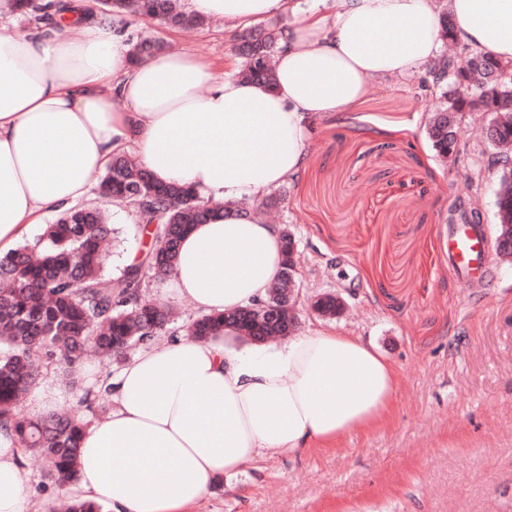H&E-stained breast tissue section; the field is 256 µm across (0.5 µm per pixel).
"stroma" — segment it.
<instances>
[{
	"label": "stroma",
	"mask_w": 512,
	"mask_h": 512,
	"mask_svg": "<svg viewBox=\"0 0 512 512\" xmlns=\"http://www.w3.org/2000/svg\"><path fill=\"white\" fill-rule=\"evenodd\" d=\"M128 24L130 43L147 38L239 70L223 20L195 30L135 16ZM370 83L368 98L317 120L304 169L278 189L276 217L299 252L300 332L333 327L373 340L399 371L394 412L336 446L260 458L210 488L193 512H512V262L490 254L491 280L470 284L443 252L455 202L477 209L496 235L499 169L482 134L486 117L457 119L464 151L443 163L426 135L437 100L423 74ZM111 223L118 239L107 271L117 278L149 237L134 206L113 211ZM323 292L340 294L346 311L331 320L315 313L310 299ZM143 296L178 316L157 348L200 314L166 281L146 279ZM121 367L88 359L68 376L48 362L41 379L57 388L58 406L91 423L111 399L99 395L88 408L84 393ZM22 468L27 512H58L62 490L41 458L24 452Z\"/></svg>",
	"instance_id": "obj_1"
}]
</instances>
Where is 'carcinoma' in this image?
<instances>
[{
  "instance_id": "cac0c4a2",
  "label": "carcinoma",
  "mask_w": 512,
  "mask_h": 512,
  "mask_svg": "<svg viewBox=\"0 0 512 512\" xmlns=\"http://www.w3.org/2000/svg\"><path fill=\"white\" fill-rule=\"evenodd\" d=\"M101 16L132 14L170 26L202 27L207 19L178 10L174 0H101ZM283 30L275 21L264 28L233 36L241 59L240 74L274 83V57L281 49ZM439 104L428 123L432 150L442 158L458 154L461 146L451 121L478 110L488 115L485 137L502 149L495 206L496 250L512 256V60L502 61L469 51L464 60L443 56L428 71ZM99 199H123L137 208L140 227L151 232L152 245L117 279L105 270L112 228L97 205L60 212L47 225L38 244L0 254V422H9L19 443L40 451L53 479L76 478V461L86 422L68 412L20 416L17 402L37 383L43 351L72 368L89 348L105 357H121L133 345L152 340L173 323L169 309L141 297L146 275L171 276L178 244L194 224L210 221L224 205L199 197L191 189L156 182L126 154H117L107 167ZM480 223L479 212L460 205L448 220ZM230 327L245 340L265 342L282 333L283 324L264 317L259 306L229 313L203 314L187 328L198 338L217 336Z\"/></svg>"
}]
</instances>
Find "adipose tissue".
<instances>
[{
	"label": "adipose tissue",
	"mask_w": 512,
	"mask_h": 512,
	"mask_svg": "<svg viewBox=\"0 0 512 512\" xmlns=\"http://www.w3.org/2000/svg\"><path fill=\"white\" fill-rule=\"evenodd\" d=\"M188 13L234 27L284 17L274 86L218 74L203 57L159 51L131 62L121 17L72 0L79 37L52 24L27 39L0 26V252L50 213L83 202L113 154L153 177L224 201L193 225L171 278L208 314L266 298L283 261L281 228L255 207L306 161L315 121L436 58L435 0H184ZM458 38L512 60V0H448ZM399 376L377 345L316 328L277 344L232 330L180 334L110 382L112 408L86 425L77 488L108 512H191L209 488L258 457L325 448L391 414ZM21 446L0 425V512H26Z\"/></svg>",
	"instance_id": "adipose-tissue-1"
}]
</instances>
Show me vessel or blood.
<instances>
[{
  "label": "vessel or blood",
  "mask_w": 512,
  "mask_h": 512,
  "mask_svg": "<svg viewBox=\"0 0 512 512\" xmlns=\"http://www.w3.org/2000/svg\"><path fill=\"white\" fill-rule=\"evenodd\" d=\"M448 264L468 282H483L491 277L485 231L470 224H455L448 231Z\"/></svg>",
  "instance_id": "vessel-or-blood-1"
}]
</instances>
